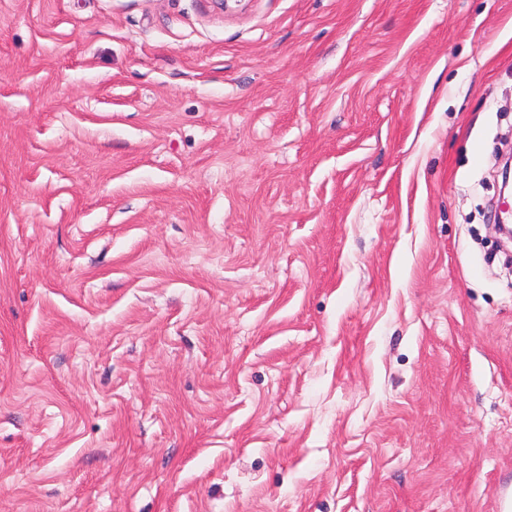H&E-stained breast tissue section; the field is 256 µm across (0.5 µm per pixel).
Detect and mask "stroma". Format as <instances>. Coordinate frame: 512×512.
<instances>
[{"instance_id": "obj_1", "label": "stroma", "mask_w": 512, "mask_h": 512, "mask_svg": "<svg viewBox=\"0 0 512 512\" xmlns=\"http://www.w3.org/2000/svg\"><path fill=\"white\" fill-rule=\"evenodd\" d=\"M512 0H0V512H501Z\"/></svg>"}]
</instances>
